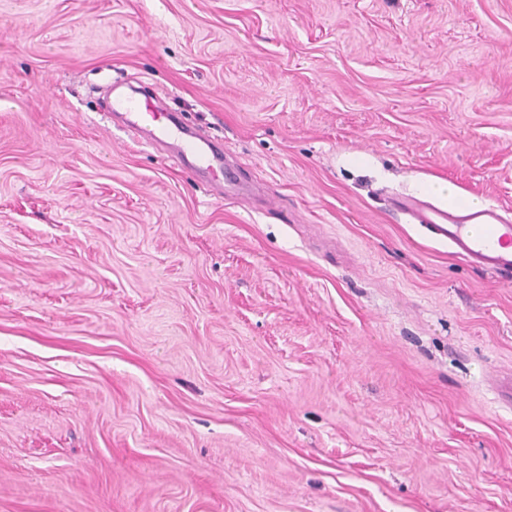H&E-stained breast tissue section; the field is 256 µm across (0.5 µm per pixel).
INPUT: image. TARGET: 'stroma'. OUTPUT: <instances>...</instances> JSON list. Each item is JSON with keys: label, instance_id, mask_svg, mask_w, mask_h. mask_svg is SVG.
Instances as JSON below:
<instances>
[{"label": "stroma", "instance_id": "1", "mask_svg": "<svg viewBox=\"0 0 512 512\" xmlns=\"http://www.w3.org/2000/svg\"><path fill=\"white\" fill-rule=\"evenodd\" d=\"M435 183L512 216V0H0V512H512V283ZM116 107L135 117V120H129L126 125L135 136L140 138H142L143 127L152 125L151 121L157 119V114L149 104L143 105L142 102L132 98L118 100ZM185 151L194 155L199 163L198 169H210L220 165V159L215 155L210 142L207 139L190 141L185 146ZM397 210L448 241L469 263L512 280V220L485 202L457 201L448 207L416 196L395 200Z\"/></svg>", "mask_w": 512, "mask_h": 512}]
</instances>
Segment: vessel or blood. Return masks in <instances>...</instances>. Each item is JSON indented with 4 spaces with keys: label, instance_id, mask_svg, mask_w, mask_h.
Here are the masks:
<instances>
[{
    "label": "vessel or blood",
    "instance_id": "b4317fda",
    "mask_svg": "<svg viewBox=\"0 0 512 512\" xmlns=\"http://www.w3.org/2000/svg\"><path fill=\"white\" fill-rule=\"evenodd\" d=\"M116 106L131 114L127 127L137 136L157 118L150 105L132 98L118 100ZM185 149L196 157L200 168L210 169L219 163L208 140L188 142ZM396 206L420 227L447 240L469 263L512 280V220L505 218L499 207L471 201L440 206L416 196L398 198Z\"/></svg>",
    "mask_w": 512,
    "mask_h": 512
}]
</instances>
